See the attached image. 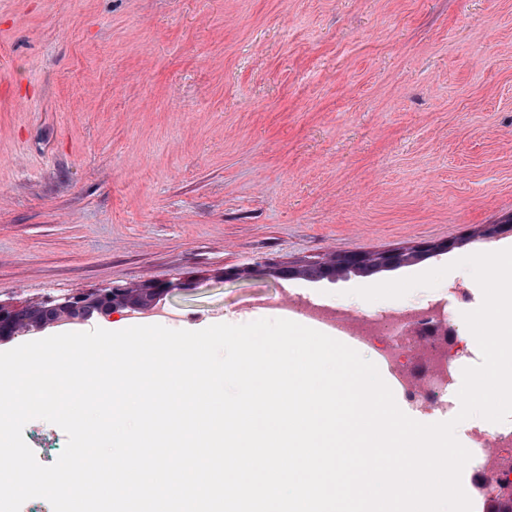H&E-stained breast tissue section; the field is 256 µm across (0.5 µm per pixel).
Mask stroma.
Masks as SVG:
<instances>
[{"label": "stroma", "mask_w": 512, "mask_h": 512, "mask_svg": "<svg viewBox=\"0 0 512 512\" xmlns=\"http://www.w3.org/2000/svg\"><path fill=\"white\" fill-rule=\"evenodd\" d=\"M500 245L512 0H0L1 303L173 281L170 329L277 319L289 291L364 318L445 303L467 337V270L353 290ZM387 250L406 262L275 275ZM23 436L44 465L66 445Z\"/></svg>", "instance_id": "stroma-1"}]
</instances>
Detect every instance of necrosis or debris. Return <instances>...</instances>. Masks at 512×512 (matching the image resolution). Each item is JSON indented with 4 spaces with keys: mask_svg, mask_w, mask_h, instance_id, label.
I'll list each match as a JSON object with an SVG mask.
<instances>
[{
    "mask_svg": "<svg viewBox=\"0 0 512 512\" xmlns=\"http://www.w3.org/2000/svg\"><path fill=\"white\" fill-rule=\"evenodd\" d=\"M289 315L320 327L351 344H379V357L386 364L393 383L415 406L441 404L454 372L465 357L457 331L445 308L427 304L394 308L363 319L348 309L318 305L296 295L283 299ZM472 448L482 457L481 474L486 495L512 489V432L494 436L477 432Z\"/></svg>",
    "mask_w": 512,
    "mask_h": 512,
    "instance_id": "obj_1",
    "label": "necrosis or debris"
}]
</instances>
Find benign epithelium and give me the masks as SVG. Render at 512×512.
Here are the masks:
<instances>
[{"label":"benign epithelium","instance_id":"benign-epithelium-1","mask_svg":"<svg viewBox=\"0 0 512 512\" xmlns=\"http://www.w3.org/2000/svg\"><path fill=\"white\" fill-rule=\"evenodd\" d=\"M129 307L140 310L143 303L132 302L128 289L120 287L67 295L44 305L18 307L0 303V338H13L30 328L43 330L64 318L86 319L95 313L110 316Z\"/></svg>","mask_w":512,"mask_h":512}]
</instances>
